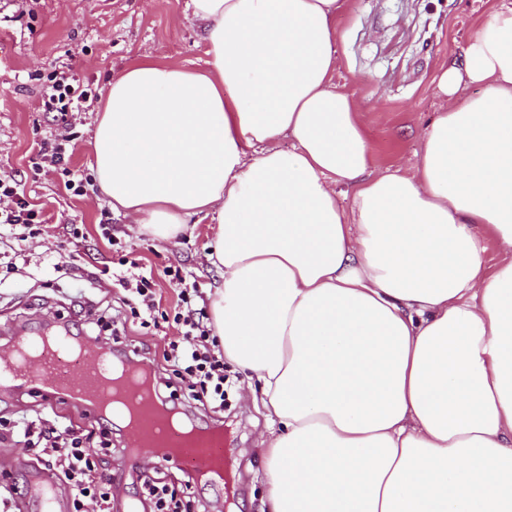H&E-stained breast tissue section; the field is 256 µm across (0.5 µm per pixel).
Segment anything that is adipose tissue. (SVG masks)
<instances>
[{
	"label": "adipose tissue",
	"instance_id": "adipose-tissue-1",
	"mask_svg": "<svg viewBox=\"0 0 512 512\" xmlns=\"http://www.w3.org/2000/svg\"><path fill=\"white\" fill-rule=\"evenodd\" d=\"M346 2L189 0L205 69L112 77L95 180L156 240L216 224L215 333L279 425L268 512H512V0L440 68L415 163L386 173L331 84Z\"/></svg>",
	"mask_w": 512,
	"mask_h": 512
}]
</instances>
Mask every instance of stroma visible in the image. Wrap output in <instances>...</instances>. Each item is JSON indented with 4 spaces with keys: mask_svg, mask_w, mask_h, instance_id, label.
<instances>
[{
    "mask_svg": "<svg viewBox=\"0 0 512 512\" xmlns=\"http://www.w3.org/2000/svg\"><path fill=\"white\" fill-rule=\"evenodd\" d=\"M501 0H349L339 15L338 68L333 83L352 96L373 145L374 168L406 170L416 159L425 128L442 102L437 94L441 65L458 57L477 26ZM185 0H0V169L20 181L28 199L41 205L48 218L39 236L19 245L10 231H0V267L16 271L0 279V358L8 356L12 340L40 323L69 320L74 332L87 337L92 350L117 344L140 349V361L166 369L163 350L175 330L142 328L131 319L125 291L116 278L125 274L122 257L137 259L158 274L159 310L173 313L181 287L165 277L168 266L181 267L197 286L200 307L222 272L208 258L213 237L209 220L188 224L176 239L164 242L140 233L128 216L113 213L96 185L76 196L64 187L57 172L35 171L34 141L71 134L76 149L71 169L92 175L90 142L100 101L113 74L149 55L189 69L204 66L202 31L184 17ZM72 64L96 100L74 113L69 128L57 126L45 112L41 84L51 71ZM85 237L78 268L60 276L54 269L61 253L70 249L67 225ZM111 225L104 238L102 225ZM125 317L116 342L100 336L99 314ZM237 386L229 391L223 415L195 407L180 394V409L206 427L223 420L227 441L223 485L190 481L191 470L179 461L154 457L131 461L126 453L127 432L112 429V452L98 458L99 469L112 477L110 512H125L128 500L139 501L145 512L154 505L142 492V473L159 470L162 481L178 490L191 512H263V442L268 419L253 397L260 392L256 378L227 366ZM91 424L92 415L69 402L50 404L34 393L0 388V418L31 419L47 413ZM35 464L22 445L0 444V484L25 486Z\"/></svg>",
    "mask_w": 512,
    "mask_h": 512,
    "instance_id": "1",
    "label": "stroma"
}]
</instances>
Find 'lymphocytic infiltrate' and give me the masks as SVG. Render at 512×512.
<instances>
[{
	"mask_svg": "<svg viewBox=\"0 0 512 512\" xmlns=\"http://www.w3.org/2000/svg\"><path fill=\"white\" fill-rule=\"evenodd\" d=\"M91 96V89L84 87L71 69L54 71L42 87L44 107L55 113L58 124L64 127L69 126L73 113L83 111ZM17 186L12 176L0 175V202H9L8 207L0 205V224L26 229L43 224L41 211L19 195ZM164 274L183 284L182 307L173 317L180 336L169 343L163 354L172 368V379L182 384L194 400L214 411H223L231 382L224 372L223 356L209 347V331L203 323L205 313L194 306L197 288L185 282L180 267H166ZM119 284L132 295L135 305L131 314L140 319L142 327L155 323L153 275L133 260L128 275L120 277ZM14 437L35 439V458L59 484L73 490L71 512H89L90 505L111 500L112 483L99 475L95 458L85 448L89 435L82 428L57 415L37 420L0 419V441Z\"/></svg>",
	"mask_w": 512,
	"mask_h": 512,
	"instance_id": "1",
	"label": "lymphocytic infiltrate"
}]
</instances>
